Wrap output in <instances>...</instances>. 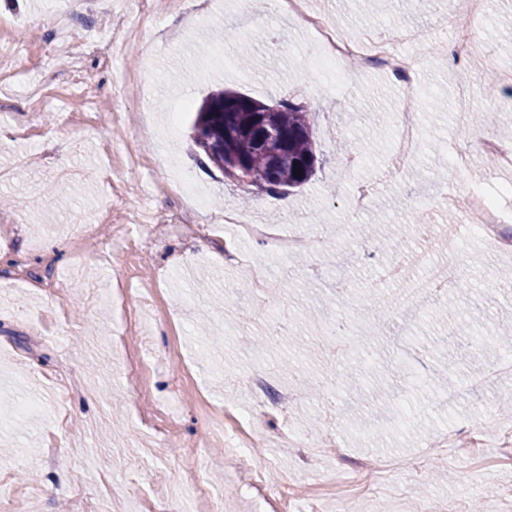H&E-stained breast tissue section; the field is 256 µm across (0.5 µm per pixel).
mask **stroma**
Here are the masks:
<instances>
[{
	"instance_id": "1",
	"label": "stroma",
	"mask_w": 512,
	"mask_h": 512,
	"mask_svg": "<svg viewBox=\"0 0 512 512\" xmlns=\"http://www.w3.org/2000/svg\"><path fill=\"white\" fill-rule=\"evenodd\" d=\"M269 0H178L157 20L133 0H83L60 21L62 0H0V22L13 25L0 52L19 72L0 84V412L20 398L26 412L0 424V512H77L102 485L121 512H187L192 491L172 499L165 476L195 454L201 479L223 512H258L253 482L283 495L284 512H512V464L494 427L512 424L497 401L512 376L479 393L468 382L495 366L496 350L464 359L471 333L462 313L480 308L512 321V285L495 280L505 264L441 192L477 189L512 209V169L491 171L473 151L459 170L460 146L498 137L512 112L496 107L490 85L512 90V0H487L479 20H447L440 0H309L339 35L364 41L384 28L420 29L424 42L402 45L417 76L412 88L422 131L419 157L391 173L393 114L403 91L381 71L338 83L311 69L319 43L296 19L275 17ZM472 43L466 67L448 63L460 36ZM261 64L239 65L240 41ZM111 42L102 56L96 46ZM92 77L96 100L72 84ZM147 81L153 105L126 99L133 77ZM233 88L266 103L303 99L319 163L311 180L285 194L243 195L203 163L191 140L195 109L211 92ZM467 99L470 119L459 116ZM364 163L349 170L346 159ZM376 185L362 224L421 216L407 238L369 242L337 235L353 180ZM233 208L283 233L330 234L325 254L283 259L259 240L236 238L224 222ZM196 224L190 238L170 234L164 216ZM90 224L83 248L50 251L65 225ZM429 263L463 252L470 289L405 302L403 283L382 279L396 263L421 275ZM267 271L254 287L253 266ZM66 293H59V284ZM389 314L377 319L372 309ZM278 308L287 333L269 323ZM350 313L349 360L318 339L330 317ZM223 338L214 351V338ZM288 360L316 378L279 370ZM272 375L274 392H297L292 406H256L247 380ZM86 380L93 396L71 388ZM165 406L170 439L142 455L145 422ZM253 417L256 466L242 472L223 443L211 442L207 406ZM487 427L483 447L462 454L443 443L461 423ZM300 434L283 448L282 432ZM328 445L313 455L310 439Z\"/></svg>"
}]
</instances>
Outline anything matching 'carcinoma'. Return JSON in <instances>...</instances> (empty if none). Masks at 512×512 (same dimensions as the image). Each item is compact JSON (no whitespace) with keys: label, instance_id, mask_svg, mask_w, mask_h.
<instances>
[{"label":"carcinoma","instance_id":"1","mask_svg":"<svg viewBox=\"0 0 512 512\" xmlns=\"http://www.w3.org/2000/svg\"><path fill=\"white\" fill-rule=\"evenodd\" d=\"M248 95L234 90L210 94L200 106L193 126V141L210 163L232 181L246 171L250 185L270 193L300 187L313 176L317 156L306 106L280 101L262 113V124L252 127L243 106L234 98ZM282 138V145L260 141L262 132ZM301 174H294V170Z\"/></svg>","mask_w":512,"mask_h":512}]
</instances>
